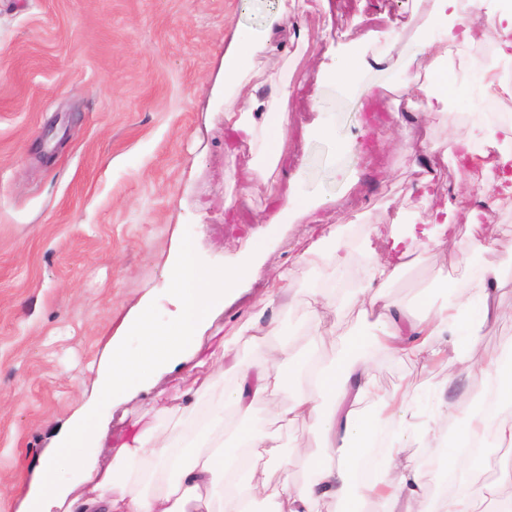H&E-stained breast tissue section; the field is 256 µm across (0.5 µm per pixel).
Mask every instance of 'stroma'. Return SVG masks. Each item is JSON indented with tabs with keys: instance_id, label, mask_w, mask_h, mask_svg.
Instances as JSON below:
<instances>
[{
	"instance_id": "stroma-1",
	"label": "stroma",
	"mask_w": 512,
	"mask_h": 512,
	"mask_svg": "<svg viewBox=\"0 0 512 512\" xmlns=\"http://www.w3.org/2000/svg\"><path fill=\"white\" fill-rule=\"evenodd\" d=\"M279 0H0V512H26L42 491L40 465L59 446L64 426L94 404L98 371L109 342L135 350L130 325L141 306L157 324L171 321V264L192 240L205 270L220 273L253 258L254 276L239 284L187 342L179 360L150 383L115 396L99 412L92 447L99 470L113 466L128 429L168 431L156 412L204 409L232 385L228 361L216 352L235 343L237 361H254L249 339L265 332L269 347L333 364L344 341L368 334L358 300L368 283L360 272L373 224L402 227L436 209L444 191L467 185L461 211L478 200L489 176L458 169L448 139L455 113L470 109L480 83L461 82L447 110L428 115L425 101L389 89L396 52L428 28L427 7L413 0H299L288 32L263 60L287 66L295 87L287 111L258 113L268 136L288 131L286 155L268 182L253 184L237 223L224 221V196L240 193L241 162L260 144L234 138L224 126V51L237 27L259 30ZM359 44L371 69L363 82L376 97L344 90L318 76L327 49ZM330 124V135L313 128ZM429 147L434 185L422 191L421 147ZM318 203L285 223L276 217L284 194ZM354 260L344 269L301 257L320 228ZM267 244L252 255L256 232ZM481 232L458 221L449 248L424 253L384 288L388 302L418 311L424 297L442 301L444 281L461 278L475 259L500 267L501 314L484 330L479 350L512 345V236L475 250ZM290 268L289 290L273 306L265 297L277 272ZM355 281L327 320L321 341L309 330L307 303L319 284ZM381 395L414 382L425 406L448 371L374 351L369 356ZM224 369L210 392L197 384ZM247 422L277 433L287 471L276 481L296 489L311 477L298 452L318 455L321 435L304 423L284 429L264 402ZM403 455L430 477L416 512H433L442 496L434 451L410 444Z\"/></svg>"
}]
</instances>
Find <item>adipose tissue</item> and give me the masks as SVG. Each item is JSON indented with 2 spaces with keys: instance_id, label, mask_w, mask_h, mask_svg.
<instances>
[{
  "instance_id": "ef3b65f1",
  "label": "adipose tissue",
  "mask_w": 512,
  "mask_h": 512,
  "mask_svg": "<svg viewBox=\"0 0 512 512\" xmlns=\"http://www.w3.org/2000/svg\"><path fill=\"white\" fill-rule=\"evenodd\" d=\"M454 0H434L427 33L415 40L408 57L400 61L397 90L426 99L433 112L447 109L454 97V84L446 62L457 45L475 40L474 20L453 8ZM485 9L484 37L495 41L499 55L512 57V0H481ZM291 10L282 0L277 13L268 18L264 31L237 30L224 51V121L238 136L254 139L258 110L283 111L294 91L285 69L257 74L258 58L266 56L270 42L284 29ZM429 74V82L409 77L410 68ZM262 78L272 89L269 98L239 102V89L254 78ZM495 150L504 174V193H512V126L493 122L472 125L453 133L451 149L466 160L475 145ZM412 262V249L404 239H394L387 256L369 252L365 256L366 278L371 294L359 302V315L375 325L370 342L351 339L348 355L327 365L309 357L297 360L288 348L261 352L257 361L234 364L236 383L224 401L211 405L205 422L192 414L178 418V434L153 436L144 430L128 431L115 452L125 469L124 488L114 493L111 479L100 473L88 442L98 423L96 412L78 416L68 427L55 455L45 458L40 478L43 492L35 498L32 512H53L66 506L67 512H212L213 498H220L223 512H256L258 490L269 485V468L280 461L274 436L256 431L247 422L233 429L234 447L224 445V412L245 414L252 403L290 389L288 404L273 406L280 425L289 427L308 421L320 431L324 450L313 458L310 481L292 491L273 490L276 512H324L340 503L343 512H360L355 488L379 498L385 512H414V504L427 483V476L402 456L406 442L432 447L435 418L447 416L448 392L458 368L478 374L481 395H492L491 403L464 415L451 440L440 451V478L449 483L450 493L437 512H512V473L495 479L486 476L483 456L477 448L512 447V351L476 355L481 332L499 316L491 297V285L499 284V268L474 265L467 280L449 282L448 299L430 305L424 316L412 317L386 302L380 289ZM172 292L179 305L177 318L158 327L150 312H142L133 331L140 340L132 353L115 350L110 364L99 376L101 403L113 394L148 381L165 363L181 356L189 336L202 324L212 308L222 303L236 285L252 277L254 269L244 263L215 275L200 269L191 245H184L172 267ZM395 353L421 363L445 359L448 373L440 387L433 415H425L412 389L381 401L376 414H369L366 402L376 390L366 346ZM389 432L390 443L381 466L366 482H358L359 460L374 447L378 434ZM70 460L80 479L93 482L97 494L86 500H67L56 480L60 458Z\"/></svg>"
}]
</instances>
